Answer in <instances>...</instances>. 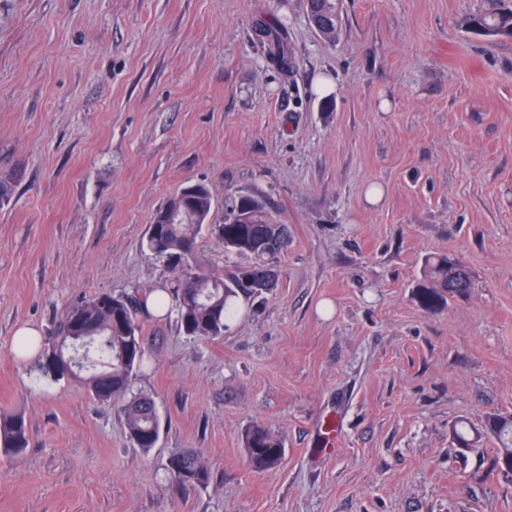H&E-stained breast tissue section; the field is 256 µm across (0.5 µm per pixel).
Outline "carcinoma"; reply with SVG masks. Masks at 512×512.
I'll list each match as a JSON object with an SVG mask.
<instances>
[{
  "label": "carcinoma",
  "mask_w": 512,
  "mask_h": 512,
  "mask_svg": "<svg viewBox=\"0 0 512 512\" xmlns=\"http://www.w3.org/2000/svg\"><path fill=\"white\" fill-rule=\"evenodd\" d=\"M487 7L473 18L478 34L512 38V0H486ZM309 13L316 30L333 39L340 24L336 0H309ZM256 35L263 41L266 58L276 62L284 77H289L295 62L288 49L285 24L272 17L254 23ZM213 198L203 184H191L171 196L154 216L146 236V247L156 257L174 263L176 288L170 295L177 311L180 329L187 336L215 340L237 314L238 299L273 287V259L288 244V227L280 223L258 197L241 195L224 216V223L210 222ZM224 248V252L252 259L229 279H215L193 270L198 235L202 229ZM420 288L431 297L443 299L471 288L468 272L448 255L429 258L423 270ZM142 309L140 290L115 297L101 294L69 307L58 324L48 347L64 346L76 336H94L96 341L77 352L79 368L74 379L85 385L93 399L118 406L132 443L151 448L159 438L158 415L151 409L154 401L147 395L132 393L134 374L141 369L146 352L139 336ZM457 445L471 448L486 436L497 440L493 470L503 477L512 476V416H489L484 425L463 426L452 430ZM29 445V433L19 414L0 415V451L17 456ZM244 447L249 464L257 470L276 466L283 457L281 438L261 425L248 428ZM167 472L179 488L203 487L210 480L208 465L193 449H184L169 458Z\"/></svg>",
  "instance_id": "cac0c4a2"
}]
</instances>
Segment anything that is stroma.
Returning a JSON list of instances; mask_svg holds the SVG:
<instances>
[{
    "label": "stroma",
    "mask_w": 512,
    "mask_h": 512,
    "mask_svg": "<svg viewBox=\"0 0 512 512\" xmlns=\"http://www.w3.org/2000/svg\"><path fill=\"white\" fill-rule=\"evenodd\" d=\"M483 3L339 0L330 41L308 0H0V415L30 433L0 454V512H512L493 442L450 437L512 414V40L473 31ZM260 15L287 23L290 78ZM192 183L217 221L259 196L288 245L219 339L141 314L134 388L159 417L142 450L81 382H38L15 333L172 287L142 241ZM434 254L467 267V294L423 299ZM247 263L199 235L197 269ZM257 423L284 443L262 471L243 445ZM179 448L207 460L206 487H173Z\"/></svg>",
    "instance_id": "stroma-1"
}]
</instances>
